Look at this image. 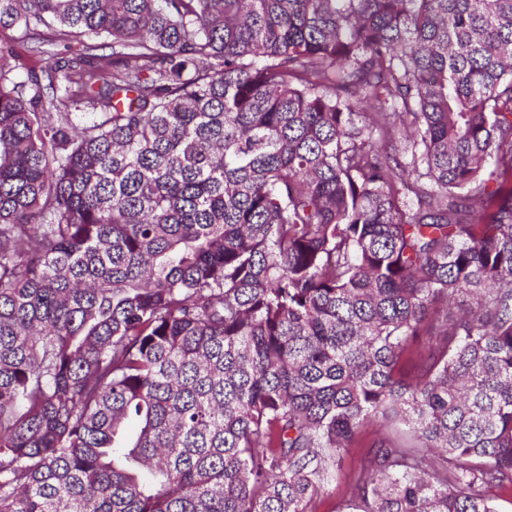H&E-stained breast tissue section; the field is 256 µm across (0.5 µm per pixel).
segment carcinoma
I'll return each mask as SVG.
<instances>
[{
	"label": "carcinoma",
	"instance_id": "carcinoma-1",
	"mask_svg": "<svg viewBox=\"0 0 512 512\" xmlns=\"http://www.w3.org/2000/svg\"><path fill=\"white\" fill-rule=\"evenodd\" d=\"M7 31L0 512H317L376 420L410 439L348 512H496L512 0H0Z\"/></svg>",
	"mask_w": 512,
	"mask_h": 512
}]
</instances>
